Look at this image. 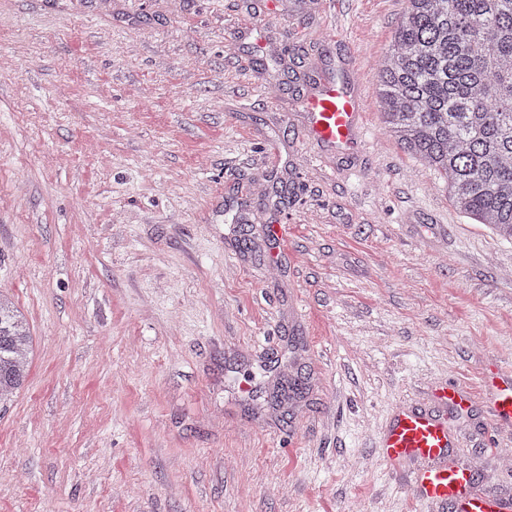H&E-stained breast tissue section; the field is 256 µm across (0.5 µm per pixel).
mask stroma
Instances as JSON below:
<instances>
[{
    "label": "stroma",
    "mask_w": 512,
    "mask_h": 512,
    "mask_svg": "<svg viewBox=\"0 0 512 512\" xmlns=\"http://www.w3.org/2000/svg\"><path fill=\"white\" fill-rule=\"evenodd\" d=\"M405 0H0V296L31 335L0 512H455L390 466L394 412L512 494V241L383 122ZM360 98L318 144L316 86ZM310 136L319 143L354 148L361 137V104L344 86L322 85L306 99ZM483 394L495 425L512 426V370L499 367L483 381Z\"/></svg>",
    "instance_id": "stroma-1"
}]
</instances>
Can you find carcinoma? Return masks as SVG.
<instances>
[{
    "label": "carcinoma",
    "mask_w": 512,
    "mask_h": 512,
    "mask_svg": "<svg viewBox=\"0 0 512 512\" xmlns=\"http://www.w3.org/2000/svg\"><path fill=\"white\" fill-rule=\"evenodd\" d=\"M379 63L389 132L448 183L461 212L512 240V0H406ZM30 334L0 298V404L21 386Z\"/></svg>",
    "instance_id": "carcinoma-1"
}]
</instances>
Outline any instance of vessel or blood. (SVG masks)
I'll list each match as a JSON object with an SVG mask.
<instances>
[{
    "instance_id": "1",
    "label": "vessel or blood",
    "mask_w": 512,
    "mask_h": 512,
    "mask_svg": "<svg viewBox=\"0 0 512 512\" xmlns=\"http://www.w3.org/2000/svg\"><path fill=\"white\" fill-rule=\"evenodd\" d=\"M309 133L332 147L354 148L362 133L361 104L344 86H321L307 98ZM483 394L496 425L512 426V370L498 369L483 381ZM453 436L439 413L404 406L397 410L383 433L387 462L417 464L415 487L420 498L457 504L460 512H512V497L476 489L473 472L448 460Z\"/></svg>"
}]
</instances>
